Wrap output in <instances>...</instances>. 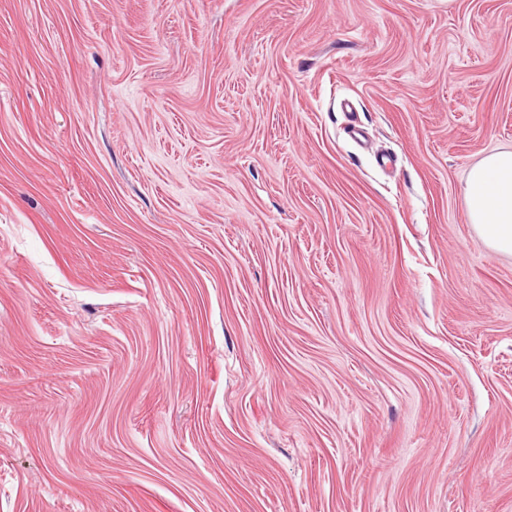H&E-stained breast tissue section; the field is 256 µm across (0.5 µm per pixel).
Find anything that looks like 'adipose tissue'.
<instances>
[{
  "instance_id": "adipose-tissue-1",
  "label": "adipose tissue",
  "mask_w": 512,
  "mask_h": 512,
  "mask_svg": "<svg viewBox=\"0 0 512 512\" xmlns=\"http://www.w3.org/2000/svg\"><path fill=\"white\" fill-rule=\"evenodd\" d=\"M464 198L469 223L497 253L512 254V150L481 157L468 170Z\"/></svg>"
}]
</instances>
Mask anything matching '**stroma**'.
<instances>
[{
  "label": "stroma",
  "mask_w": 512,
  "mask_h": 512,
  "mask_svg": "<svg viewBox=\"0 0 512 512\" xmlns=\"http://www.w3.org/2000/svg\"><path fill=\"white\" fill-rule=\"evenodd\" d=\"M501 149L512 0H0V512H512ZM464 198L467 218L486 245L512 254V150L481 157L468 170Z\"/></svg>",
  "instance_id": "1"
}]
</instances>
